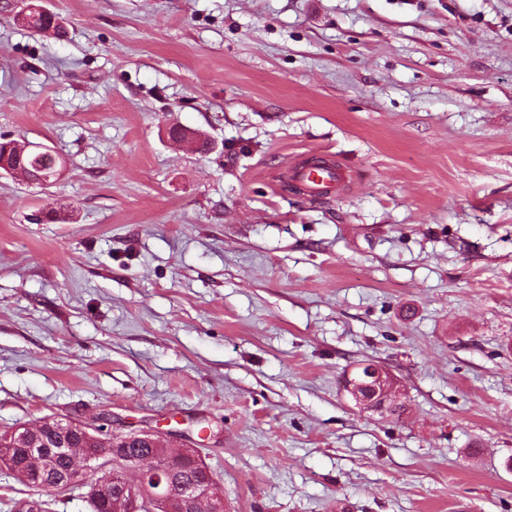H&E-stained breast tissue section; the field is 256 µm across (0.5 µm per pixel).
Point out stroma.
Segmentation results:
<instances>
[{"label":"stroma","mask_w":512,"mask_h":512,"mask_svg":"<svg viewBox=\"0 0 512 512\" xmlns=\"http://www.w3.org/2000/svg\"><path fill=\"white\" fill-rule=\"evenodd\" d=\"M28 2L0 139L63 168L0 178V435L165 431L229 512H512V0ZM19 20L33 32L51 33L57 35L58 38H64L67 35V31L59 22L58 16L38 5H33L21 14ZM292 176L303 186L307 194L325 196L330 195L336 185L345 180L346 171L339 165L316 170L299 166L292 170ZM351 373L354 377L352 379L351 374L347 375L350 381L348 391L343 390L350 395L355 405L365 411H382L391 390L390 384L397 387L390 374L373 362L357 364ZM359 389H362V393ZM377 406L381 407L376 410Z\"/></svg>","instance_id":"obj_1"}]
</instances>
